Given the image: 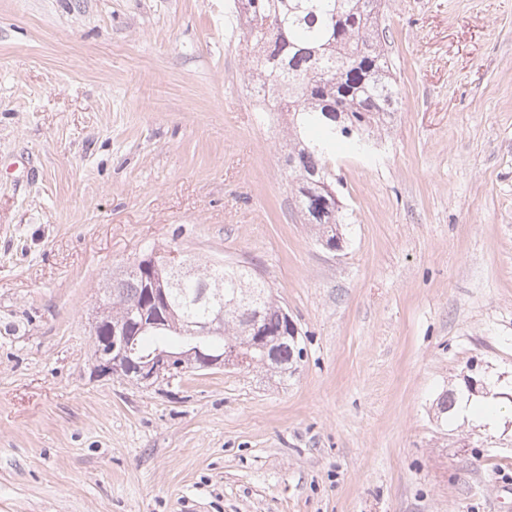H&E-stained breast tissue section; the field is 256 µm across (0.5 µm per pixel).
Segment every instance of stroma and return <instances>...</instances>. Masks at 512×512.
<instances>
[{"label":"stroma","mask_w":512,"mask_h":512,"mask_svg":"<svg viewBox=\"0 0 512 512\" xmlns=\"http://www.w3.org/2000/svg\"><path fill=\"white\" fill-rule=\"evenodd\" d=\"M232 0H0V512H512V0H386L398 110L295 207ZM151 248L250 267L303 356L93 372L97 286ZM462 412L469 418L481 420L490 426L500 421V413L493 401H469L462 403Z\"/></svg>","instance_id":"35a3bbf8"}]
</instances>
